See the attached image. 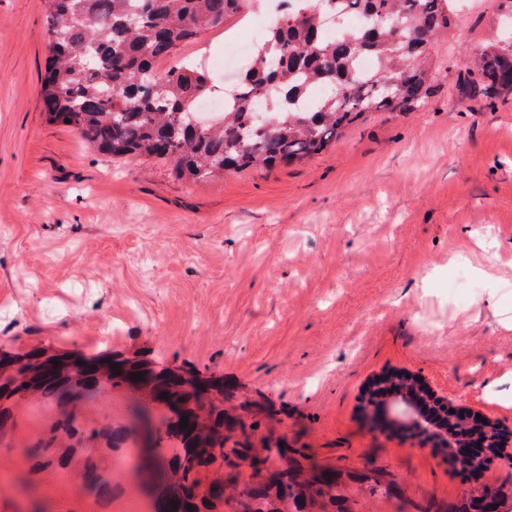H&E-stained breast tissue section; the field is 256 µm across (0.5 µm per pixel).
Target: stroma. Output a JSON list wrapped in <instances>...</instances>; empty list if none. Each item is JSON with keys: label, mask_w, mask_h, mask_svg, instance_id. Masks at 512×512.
<instances>
[{"label": "stroma", "mask_w": 512, "mask_h": 512, "mask_svg": "<svg viewBox=\"0 0 512 512\" xmlns=\"http://www.w3.org/2000/svg\"><path fill=\"white\" fill-rule=\"evenodd\" d=\"M468 2L417 111L369 113L301 163L190 182L48 122L45 2L0 0V346L163 355L223 376L225 449L300 450L350 500L362 476L388 471L399 497L361 512L453 504L472 483L371 423L363 398L371 379L410 372L512 431V96L467 82L494 9ZM260 9L244 0L181 56L219 59ZM130 405L113 387L73 416L88 433L117 429ZM55 413L14 404L0 512H87V454L103 476L123 468L102 439L35 468L22 451L50 437Z\"/></svg>", "instance_id": "stroma-1"}]
</instances>
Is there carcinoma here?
I'll list each match as a JSON object with an SVG mask.
<instances>
[{
    "label": "carcinoma",
    "instance_id": "carcinoma-1",
    "mask_svg": "<svg viewBox=\"0 0 512 512\" xmlns=\"http://www.w3.org/2000/svg\"><path fill=\"white\" fill-rule=\"evenodd\" d=\"M242 0H45L50 56L41 86L43 112L51 123H69L100 153L173 163L179 179L196 182L228 169L294 163L326 150L341 131L379 110L413 112L433 94V50L455 27L461 0H298L286 3L251 66L235 84L230 107L200 131L183 125L186 113L215 89L209 72L177 57L185 44L224 25ZM359 13V28L329 36L314 12ZM370 55L369 75L355 69ZM471 86L487 95L512 93V42L490 35L466 56ZM396 83V93L383 83ZM83 364H77V361ZM119 365L113 370L110 364ZM140 372L141 379L131 378ZM126 385L163 401L174 416L140 403L130 409V426L112 433V449L128 434L141 435L152 449L151 468L166 483L155 512H201L226 499L235 487L237 512H331L338 500L336 473L288 458L275 488L237 486L216 479L198 494V474L224 458V379L198 370L172 369L121 354L0 352V436L12 419L9 400L38 394L58 406L95 399L103 385ZM167 398H162V393ZM188 417L181 428L182 417ZM49 439L25 449L38 466L52 464ZM465 474L483 472L494 458L467 461L453 447L441 449ZM254 467L284 448H235ZM85 488L96 497L107 489L92 456L85 459ZM395 483L382 475L365 479L363 496H392ZM177 505H172V502ZM448 512H512V487L473 488Z\"/></svg>",
    "mask_w": 512,
    "mask_h": 512
}]
</instances>
